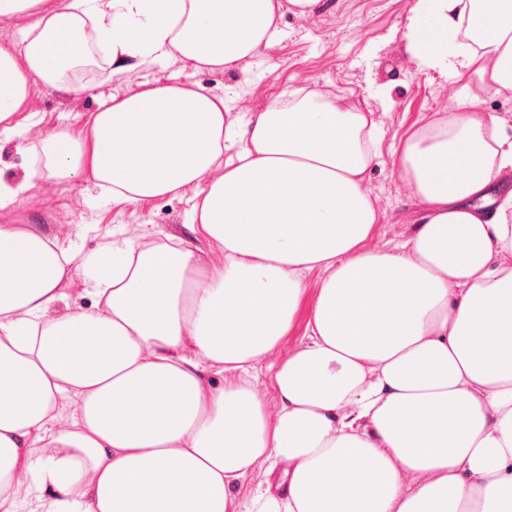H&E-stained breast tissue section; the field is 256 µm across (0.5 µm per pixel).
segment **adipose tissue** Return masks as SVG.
<instances>
[{
  "mask_svg": "<svg viewBox=\"0 0 512 512\" xmlns=\"http://www.w3.org/2000/svg\"><path fill=\"white\" fill-rule=\"evenodd\" d=\"M0 0L31 12L21 54L0 47V135L42 83L85 64L90 44L225 68L319 0ZM422 64L512 88V0H417ZM203 88L150 87L93 114L85 135L44 140L45 164L0 182V206L34 179L83 171L110 199L194 187L192 223L224 254L133 239L95 258L93 308L53 318L75 254L38 230L0 225V512L22 487L54 512H236L255 465H283L284 493L249 512H512V195L486 212L512 168L497 115L454 110L404 142L397 168L423 214L395 252L364 250L380 127L314 92L243 124ZM236 157L223 161L227 149ZM324 270L307 340L273 364L278 410L245 382L284 336ZM75 399L61 421L62 399Z\"/></svg>",
  "mask_w": 512,
  "mask_h": 512,
  "instance_id": "adipose-tissue-1",
  "label": "adipose tissue"
}]
</instances>
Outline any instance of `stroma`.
<instances>
[{
    "label": "stroma",
    "instance_id": "1",
    "mask_svg": "<svg viewBox=\"0 0 512 512\" xmlns=\"http://www.w3.org/2000/svg\"><path fill=\"white\" fill-rule=\"evenodd\" d=\"M416 0H319L315 7L321 27L308 29L294 13L277 20L278 33L230 69H194L181 59L144 60L131 55L122 65L96 59L88 75L66 78L35 87L13 122L29 127V144L43 127L85 131L99 108L150 85L192 83L223 96L227 121H239L244 111H262L263 101L289 100L314 91L326 98L367 106L378 121L381 141L367 188L378 210V221L364 247L369 251H395L409 239L421 215V206L393 165L396 150L420 125L429 120L435 95L446 83L424 69L407 37ZM44 180H36L23 200L0 208V224H31L77 255V269L59 286L63 295L52 309L91 307L92 261L106 243L145 238L156 244L179 242L190 246L204 265L223 260L218 246L191 229V193L146 203L114 202L101 198L85 173L54 181V196L44 199ZM73 209L75 219L64 235L52 223L55 208ZM324 277L315 270L288 332L253 370L249 382L261 392L269 413L278 400L271 363L285 360L305 342L306 325L318 284Z\"/></svg>",
    "mask_w": 512,
    "mask_h": 512
}]
</instances>
